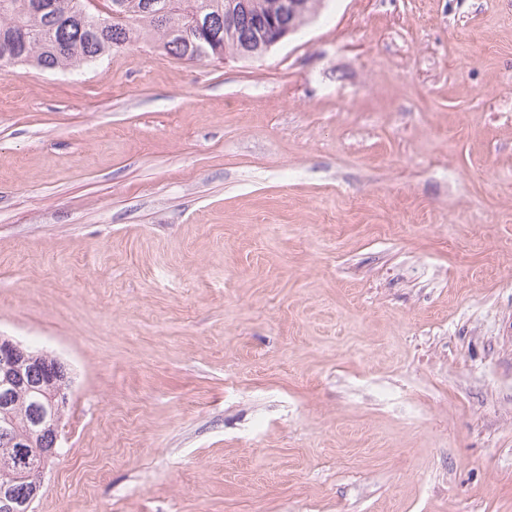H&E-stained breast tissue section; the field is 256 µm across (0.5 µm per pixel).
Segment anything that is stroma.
<instances>
[{
    "label": "stroma",
    "instance_id": "stroma-1",
    "mask_svg": "<svg viewBox=\"0 0 512 512\" xmlns=\"http://www.w3.org/2000/svg\"><path fill=\"white\" fill-rule=\"evenodd\" d=\"M0 336L73 381L34 512H512V0L0 71Z\"/></svg>",
    "mask_w": 512,
    "mask_h": 512
}]
</instances>
